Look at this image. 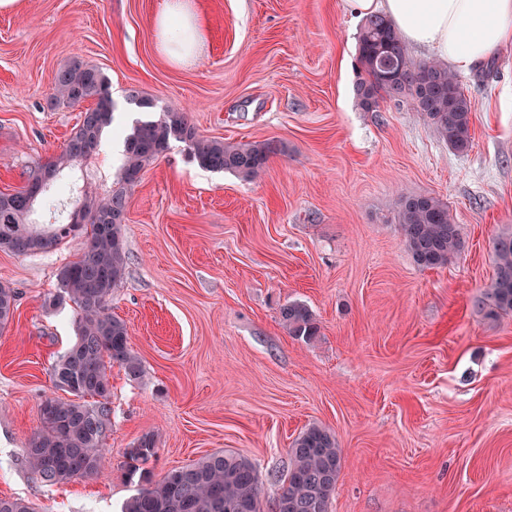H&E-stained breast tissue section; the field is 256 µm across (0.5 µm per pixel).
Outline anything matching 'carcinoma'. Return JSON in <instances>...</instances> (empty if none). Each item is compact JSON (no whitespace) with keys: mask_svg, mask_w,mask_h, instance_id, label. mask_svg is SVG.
<instances>
[{"mask_svg":"<svg viewBox=\"0 0 512 512\" xmlns=\"http://www.w3.org/2000/svg\"><path fill=\"white\" fill-rule=\"evenodd\" d=\"M357 105L376 112L387 97L406 98L457 151L471 146L475 104L460 80L432 60L414 65L398 32L381 15L365 19L358 38ZM54 100L70 106L93 101L60 154L30 170L20 189L0 191V249L15 255L53 249L68 238H86L83 251L57 274L58 291L50 304L66 298L75 305L78 337L52 368L55 387L68 398L47 396L40 405L41 427L25 448V462L46 485L66 484L99 473L110 424V370L117 365L128 377L142 372L139 357L128 344L123 320L112 315V292L125 279L124 232L128 199L144 169L163 156L170 142L187 146L199 167L231 172L246 180L260 178L277 147L271 142H224L201 136L180 108L166 107L135 124L124 141L120 177L102 198L84 201L46 229L30 221L34 205L54 203L65 189L56 184L61 172L99 152L102 132L112 124L110 86L96 67L74 61L58 70ZM402 242L414 263L426 269L448 265L464 249L460 225L448 203L431 195H409L397 213ZM495 277L477 300L490 317L512 315V232L493 243ZM16 293L0 282V331L8 328ZM288 335L304 343L320 333L310 308L290 302L280 311ZM156 436L143 434L126 451L124 476L138 479L140 489L122 512H262L257 465L236 453L206 454L192 464L172 469L156 480L146 464L155 456ZM286 485L277 496L282 512H330L343 466L335 435L317 424L307 427L288 449ZM0 512H34L21 498L0 497Z\"/></svg>","mask_w":512,"mask_h":512,"instance_id":"obj_1","label":"carcinoma"}]
</instances>
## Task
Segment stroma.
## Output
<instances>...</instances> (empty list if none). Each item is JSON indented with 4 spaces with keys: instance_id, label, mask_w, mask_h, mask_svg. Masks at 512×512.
I'll return each mask as SVG.
<instances>
[{
    "instance_id": "obj_1",
    "label": "stroma",
    "mask_w": 512,
    "mask_h": 512,
    "mask_svg": "<svg viewBox=\"0 0 512 512\" xmlns=\"http://www.w3.org/2000/svg\"><path fill=\"white\" fill-rule=\"evenodd\" d=\"M162 0H19L0 11V191L59 154L80 108L56 104L57 71L78 60L111 86V130L143 109L129 90L187 110L197 132L279 148L256 181L199 168L183 143L144 171L129 199L128 265L113 315L142 373L112 366L100 472L47 486L23 463L55 394L53 363L77 339L72 303L49 307L57 273L85 246L17 256L18 293L0 334V497L36 512H121L136 494L125 451L157 436L154 477L200 457L244 455L270 506L288 450L331 430L344 465L330 512H512V315L474 305L495 276L494 239L512 232V40L459 79L476 104L473 142L448 146L410 101L356 105L362 26L343 0H191L206 39L180 63L159 49ZM122 154L65 169L69 205L104 196ZM448 202L465 248L423 269L396 222L402 197ZM307 305L320 335L289 336L280 310Z\"/></svg>"
}]
</instances>
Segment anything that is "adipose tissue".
I'll list each match as a JSON object with an SVG mask.
<instances>
[{
	"label": "adipose tissue",
	"instance_id": "adipose-tissue-1",
	"mask_svg": "<svg viewBox=\"0 0 512 512\" xmlns=\"http://www.w3.org/2000/svg\"><path fill=\"white\" fill-rule=\"evenodd\" d=\"M358 17L384 15L408 44L458 72L479 65L512 39V0H344ZM161 50L173 61L192 56L206 32L188 0H165L154 18Z\"/></svg>",
	"mask_w": 512,
	"mask_h": 512
}]
</instances>
